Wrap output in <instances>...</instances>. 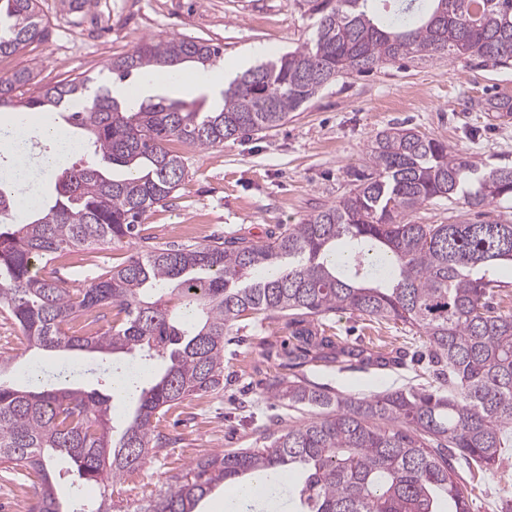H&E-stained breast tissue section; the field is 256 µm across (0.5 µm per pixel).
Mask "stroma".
<instances>
[{
  "label": "stroma",
  "mask_w": 512,
  "mask_h": 512,
  "mask_svg": "<svg viewBox=\"0 0 512 512\" xmlns=\"http://www.w3.org/2000/svg\"><path fill=\"white\" fill-rule=\"evenodd\" d=\"M49 29L46 41L0 56V76L28 67L41 87L83 76L102 84L106 64L140 41L191 37L223 47V63L235 62L261 45L283 53L306 43L314 20L301 0H40ZM111 14V29L96 20ZM512 98V65L493 67L455 58H408L383 65L367 76L338 80L322 89L303 109L275 129L253 133L201 150L179 142L172 150L184 160L185 179L172 200L143 218L155 248L217 237L244 236L267 241L280 225L298 224L344 194L349 171L364 164L372 138L407 121L421 133L444 140L459 154L486 166H512V119L494 118L478 103L488 97ZM27 184L48 196L54 177L40 158L55 148L44 139V123L62 126L57 112L30 115ZM131 246L119 242L92 247L57 259L67 287L80 288L120 263ZM336 346L308 360L301 372L336 391L367 396L387 390L423 388L431 375L422 336L402 323L358 313H339L326 322ZM235 341L224 351V394L194 395L161 418L158 429L176 444L155 449L146 463L114 488L129 512L159 494L168 478L196 459L214 452L263 445L256 426L272 410L262 393L299 341L282 321L255 317L239 321ZM0 356L11 358L9 374L31 383L30 371L43 367L35 352L19 355L16 328L0 317ZM85 389L111 396L114 418H121L131 394L117 396L101 382L87 355H61ZM464 488L471 512H500L512 499V456L492 475L468 472Z\"/></svg>",
  "instance_id": "1"
}]
</instances>
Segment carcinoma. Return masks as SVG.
Returning <instances> with one entry per match:
<instances>
[{"label": "carcinoma", "instance_id": "obj_1", "mask_svg": "<svg viewBox=\"0 0 512 512\" xmlns=\"http://www.w3.org/2000/svg\"><path fill=\"white\" fill-rule=\"evenodd\" d=\"M316 16L301 47L241 74L224 105L164 96L92 92L78 78L27 93L25 68L0 77V105L55 108L93 158L58 170L50 198L13 222L16 196L0 182V313L13 321L22 353L86 351L101 377L117 355L156 366L155 380H130L134 408L112 424L110 397L50 383L36 392L0 380V469L21 470L32 512H75L53 474L68 461L75 482L103 484L80 512H122L113 486L170 438L160 418L192 395L224 391L226 336L248 315L285 319L300 351L335 347L324 321L339 312L400 321L426 338L437 386L370 396L331 392L298 376L274 377L266 394L293 423L273 416L264 445L204 456L170 476L137 512H198L225 484L296 475L288 493L300 512H470L452 452L494 473L512 447V317L493 303L499 265H512V223L490 208L512 201V166L488 168L437 138L392 127L372 140L349 190L264 243L244 236L207 244L135 249L83 288H66L49 262L91 246L143 241L141 219L173 197L185 178L172 142L206 149L271 130L320 90L353 73L404 58L455 57L512 63V0H304ZM39 0H0V56L45 38ZM222 48L191 38L145 40L109 60L112 82L158 80L186 62L207 70ZM436 200L463 204L480 220L416 224L410 213ZM125 314L97 328L100 310Z\"/></svg>", "mask_w": 512, "mask_h": 512}]
</instances>
